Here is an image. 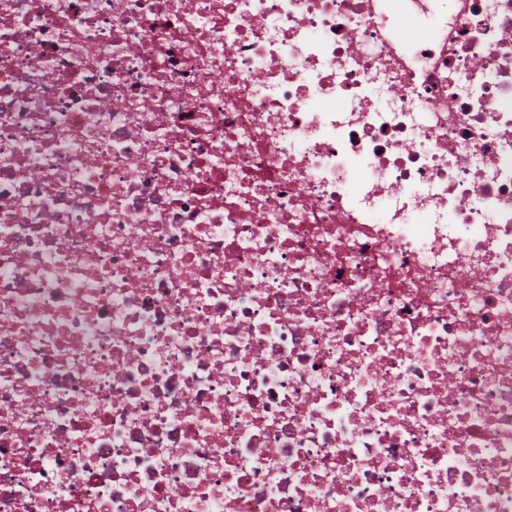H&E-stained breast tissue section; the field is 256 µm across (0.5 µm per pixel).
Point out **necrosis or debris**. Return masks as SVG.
I'll use <instances>...</instances> for the list:
<instances>
[{
    "label": "necrosis or debris",
    "mask_w": 512,
    "mask_h": 512,
    "mask_svg": "<svg viewBox=\"0 0 512 512\" xmlns=\"http://www.w3.org/2000/svg\"><path fill=\"white\" fill-rule=\"evenodd\" d=\"M0 512H512V0H0Z\"/></svg>",
    "instance_id": "1"
}]
</instances>
